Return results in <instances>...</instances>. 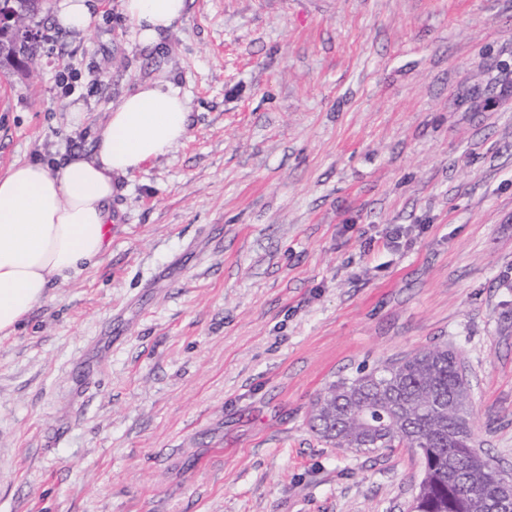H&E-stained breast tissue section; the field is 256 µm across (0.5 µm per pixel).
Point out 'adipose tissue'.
<instances>
[{"label":"adipose tissue","mask_w":512,"mask_h":512,"mask_svg":"<svg viewBox=\"0 0 512 512\" xmlns=\"http://www.w3.org/2000/svg\"><path fill=\"white\" fill-rule=\"evenodd\" d=\"M186 0H122L137 41L155 46L185 13ZM179 88L147 80L125 95L96 131L92 156L60 165H11L0 174V335L8 336L48 297L94 264L110 244L115 176L166 155L185 136Z\"/></svg>","instance_id":"1"}]
</instances>
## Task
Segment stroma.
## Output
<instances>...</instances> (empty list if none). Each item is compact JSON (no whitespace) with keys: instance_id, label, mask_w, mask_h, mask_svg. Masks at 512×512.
Here are the masks:
<instances>
[{"instance_id":"obj_1","label":"stroma","mask_w":512,"mask_h":512,"mask_svg":"<svg viewBox=\"0 0 512 512\" xmlns=\"http://www.w3.org/2000/svg\"><path fill=\"white\" fill-rule=\"evenodd\" d=\"M96 2L0 68V173L92 154L145 80L188 131L118 177L97 263L0 335V512H410L415 449L343 451L309 416L443 344L512 470V0H186L157 52Z\"/></svg>"}]
</instances>
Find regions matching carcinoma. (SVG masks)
Returning <instances> with one entry per match:
<instances>
[{"instance_id":"carcinoma-1","label":"carcinoma","mask_w":512,"mask_h":512,"mask_svg":"<svg viewBox=\"0 0 512 512\" xmlns=\"http://www.w3.org/2000/svg\"><path fill=\"white\" fill-rule=\"evenodd\" d=\"M43 0H28L16 18L14 54L35 59V19ZM470 382L446 345L420 350L382 368L334 382L313 403L316 434L345 451L418 449L423 476L413 512H491L512 473L473 447Z\"/></svg>"}]
</instances>
